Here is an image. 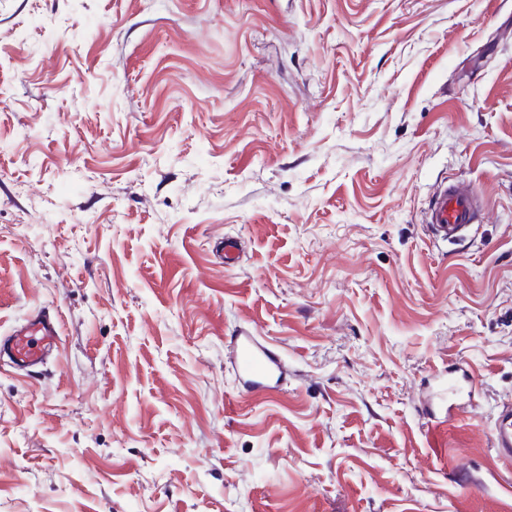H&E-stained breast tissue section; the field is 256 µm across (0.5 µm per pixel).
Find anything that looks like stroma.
I'll list each match as a JSON object with an SVG mask.
<instances>
[{
  "label": "stroma",
  "instance_id": "35a3bbf8",
  "mask_svg": "<svg viewBox=\"0 0 512 512\" xmlns=\"http://www.w3.org/2000/svg\"><path fill=\"white\" fill-rule=\"evenodd\" d=\"M43 307L0 512H512V0H0V332ZM480 191L471 183L443 181L435 190L424 224L437 240L452 241L477 222L482 206ZM238 394L253 397L273 392L282 376L278 356L258 336H232ZM492 445L496 457L512 465V403L503 404L494 417Z\"/></svg>",
  "mask_w": 512,
  "mask_h": 512
}]
</instances>
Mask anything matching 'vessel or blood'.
<instances>
[{
	"label": "vessel or blood",
	"instance_id": "b4317fda",
	"mask_svg": "<svg viewBox=\"0 0 512 512\" xmlns=\"http://www.w3.org/2000/svg\"><path fill=\"white\" fill-rule=\"evenodd\" d=\"M481 206L482 197L473 184L444 182L435 190L424 222L434 238L448 242L476 223ZM60 341L58 315L41 310L0 336V357L14 370L29 371L43 364ZM232 343L239 393L256 397L275 391L282 376L278 356L255 336H236ZM492 445L496 457L512 465V403L502 405L494 417Z\"/></svg>",
	"mask_w": 512,
	"mask_h": 512
}]
</instances>
